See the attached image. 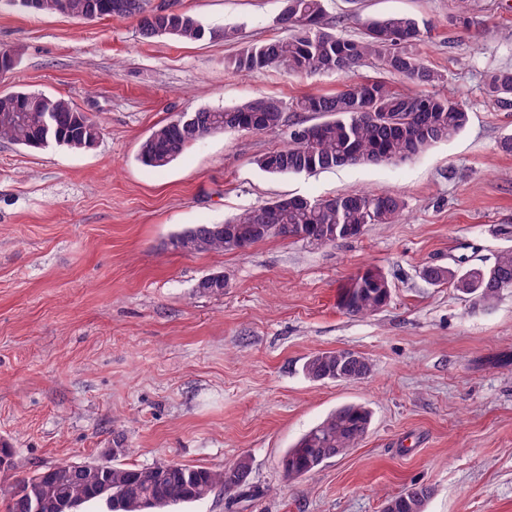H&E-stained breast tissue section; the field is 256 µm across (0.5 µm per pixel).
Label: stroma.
I'll use <instances>...</instances> for the list:
<instances>
[{"label": "stroma", "instance_id": "35a3bbf8", "mask_svg": "<svg viewBox=\"0 0 512 512\" xmlns=\"http://www.w3.org/2000/svg\"><path fill=\"white\" fill-rule=\"evenodd\" d=\"M205 28L238 39L144 38L133 19L77 20L0 9V48L18 64L0 94L24 88L71 100L102 128L89 150H30L0 139V512L17 480L59 461L177 462L221 468L248 458L235 493L184 512H382L415 484L425 512H512V289L475 305L423 277L462 270L512 248V108L486 95L488 72L512 70V0H327V18L356 37L368 18L423 21L418 50L441 72L438 93L462 105L466 128L398 164L271 175L258 157L287 129L215 133L170 165H142L152 129L199 108L258 96L295 102L381 78L372 63L346 75L234 74L225 58L280 36L281 0H181ZM392 191L395 224H370L331 245L272 237L243 251L186 254L171 238L220 224L283 195L320 199ZM392 284L366 317L336 306L359 272ZM223 274L222 294L197 292ZM366 357L360 382H314V353ZM371 414L363 441L290 479L280 460L336 408Z\"/></svg>", "mask_w": 512, "mask_h": 512}]
</instances>
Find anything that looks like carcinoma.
Masks as SVG:
<instances>
[{
  "instance_id": "obj_1",
  "label": "carcinoma",
  "mask_w": 512,
  "mask_h": 512,
  "mask_svg": "<svg viewBox=\"0 0 512 512\" xmlns=\"http://www.w3.org/2000/svg\"><path fill=\"white\" fill-rule=\"evenodd\" d=\"M29 14H64L72 18H133L146 38L164 37L197 41L208 35L232 41L237 29L226 27L206 32L200 21L173 0L175 16L161 22L151 0H5ZM287 35L243 47L225 61L232 73L286 68L302 74H346L365 61L383 72L415 85H435L443 75L427 66L418 52L421 25L417 18L393 15L370 19L358 38L336 34L326 17L325 0H283L276 18ZM487 94L502 108L512 107V70L486 75ZM308 112L322 120L305 125L309 136H289L288 146L258 157L256 165L266 173L288 175L332 170L350 165L403 163L457 136L467 125L468 112L447 97L412 89L398 90L390 82L376 80L334 94L307 95L295 104L256 97L221 110L200 108L190 112L193 126L172 120L154 128L140 144L139 161L162 168L186 149L212 133H261L285 126L287 112ZM101 135L98 123L64 97L32 91L0 94V139L41 149L50 146L90 149ZM405 209L400 195L389 192L341 193L332 198L285 197L229 217L222 224H197L177 234L171 245L191 253L212 250H245L270 237L296 238L322 244L344 239L350 228L369 224H393ZM434 285L448 284L472 296L478 305H489L512 288V248L496 254L488 264L466 271L441 266L424 270ZM391 283L376 269L364 271V290L351 296L340 289L337 305L349 315L368 316L387 305ZM337 350L319 351L303 366L313 381L336 380ZM372 371L362 356L347 362V381L359 382ZM370 423L369 411L346 405L303 434L281 460L284 473L299 478L326 461L346 453L361 441ZM247 460L213 469L180 463L123 466L97 462H56L16 481L10 492L8 512H76L87 503H105L108 512H166L185 503L204 500L222 489L231 492L246 483ZM412 494L400 500L396 512H424L431 495L428 487L411 486Z\"/></svg>"
}]
</instances>
